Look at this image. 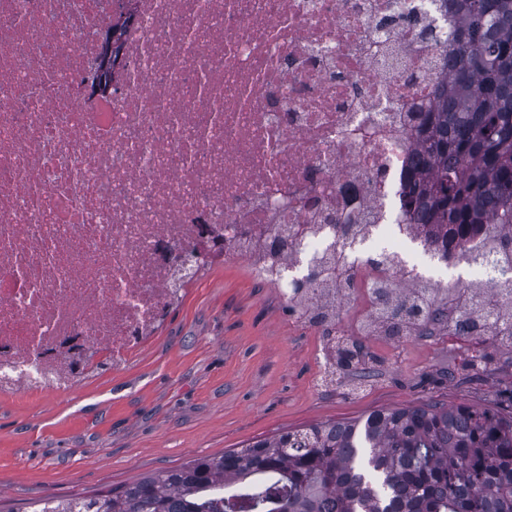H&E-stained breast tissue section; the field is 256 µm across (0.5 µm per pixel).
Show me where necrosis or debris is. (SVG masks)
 <instances>
[{
    "label": "necrosis or debris",
    "mask_w": 512,
    "mask_h": 512,
    "mask_svg": "<svg viewBox=\"0 0 512 512\" xmlns=\"http://www.w3.org/2000/svg\"><path fill=\"white\" fill-rule=\"evenodd\" d=\"M128 16L107 93L96 59ZM446 0H0V393L72 390L154 340L196 252L243 259L284 290L329 260L364 305L341 336H376L377 289L438 282L406 217L417 105L456 53ZM276 224H305L299 237ZM380 264L348 258L342 225ZM473 317L502 287L468 238Z\"/></svg>",
    "instance_id": "necrosis-or-debris-1"
}]
</instances>
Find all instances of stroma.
<instances>
[{
    "label": "stroma",
    "mask_w": 512,
    "mask_h": 512,
    "mask_svg": "<svg viewBox=\"0 0 512 512\" xmlns=\"http://www.w3.org/2000/svg\"><path fill=\"white\" fill-rule=\"evenodd\" d=\"M378 375L313 388L324 341L244 260L187 286L155 339L71 392L0 395V512L90 495L257 437L383 408L483 404L512 386V353L458 336L368 338Z\"/></svg>",
    "instance_id": "obj_1"
}]
</instances>
